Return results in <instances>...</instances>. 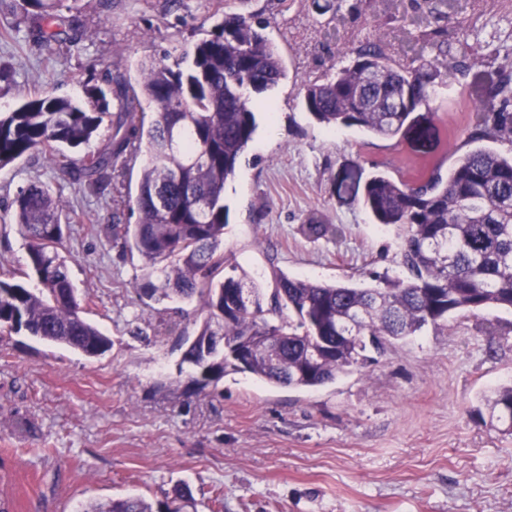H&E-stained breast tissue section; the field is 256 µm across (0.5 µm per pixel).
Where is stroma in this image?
Instances as JSON below:
<instances>
[{
	"label": "stroma",
	"instance_id": "1",
	"mask_svg": "<svg viewBox=\"0 0 512 512\" xmlns=\"http://www.w3.org/2000/svg\"><path fill=\"white\" fill-rule=\"evenodd\" d=\"M13 0H0V112L27 94L83 96L107 72L135 75L157 50L188 48L224 13H261L288 77L259 95L249 154L224 190V251L265 290L273 273L371 284L405 277L400 237L372 223L362 187L372 168L400 176L425 158L448 170L467 151L479 66L449 81L394 137L327 128L305 111L302 80L337 64L336 0H112L85 8L87 39L46 47L8 34ZM388 0H362L346 30L388 39ZM58 173L33 152L0 169V209L32 180ZM61 253L84 317L112 339L87 357L25 334H0V512H81L135 494L154 502L187 486L199 512H512V435L480 422L481 392L512 382V311L490 308L395 344L362 371L311 390L249 374L215 393L188 395L182 336L200 300L157 303L136 288L153 273L115 245L108 196L63 190ZM318 212L333 233L309 238Z\"/></svg>",
	"mask_w": 512,
	"mask_h": 512
}]
</instances>
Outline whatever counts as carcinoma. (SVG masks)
<instances>
[{"mask_svg": "<svg viewBox=\"0 0 512 512\" xmlns=\"http://www.w3.org/2000/svg\"><path fill=\"white\" fill-rule=\"evenodd\" d=\"M79 0H15L29 35L45 46L86 37ZM445 0H409L403 21L421 18V41L435 50L406 62L392 60L385 45L365 40L347 45L348 63L301 84L306 111L327 127H357L394 137L412 112L426 105L448 78L476 66H495L473 114L467 150L442 176L440 167L416 170L412 181L376 171L362 200L374 223L402 229L399 264L404 279L375 278L374 286L317 282L273 273L265 296L253 282L234 275L238 265L224 254L229 207L224 188L257 130L248 91H271L286 78L277 48L264 34L262 14L224 13L208 38L174 57L141 63L132 84L120 71L105 77L108 91L91 88L85 98L42 93L0 112V168L34 151L84 191L103 195L116 173L140 162L135 194L112 199V241L135 250L162 276L137 291L152 299L204 301L207 314L197 333L183 337V362L196 369L198 391L216 387L231 373L266 383L309 390L363 368L397 341L448 318L489 307L512 310V48L493 55L471 53L472 21L486 15L473 5L443 11ZM119 106L110 142L97 154L75 160L65 150L89 142L109 114L107 97ZM488 141L509 146L508 154ZM62 195L34 181L20 188L7 212L26 241L28 288L0 277V333L26 332L87 357L112 346L87 321L65 260L60 256ZM137 214L120 220L118 210ZM306 232L320 238L332 230L310 214ZM269 343L270 354L245 368L224 357L240 341ZM317 365L303 368L312 350ZM491 425L512 434V384L484 398ZM83 512H197L183 485L156 503L137 495L90 503Z\"/></svg>", "mask_w": 512, "mask_h": 512, "instance_id": "carcinoma-1", "label": "carcinoma"}]
</instances>
